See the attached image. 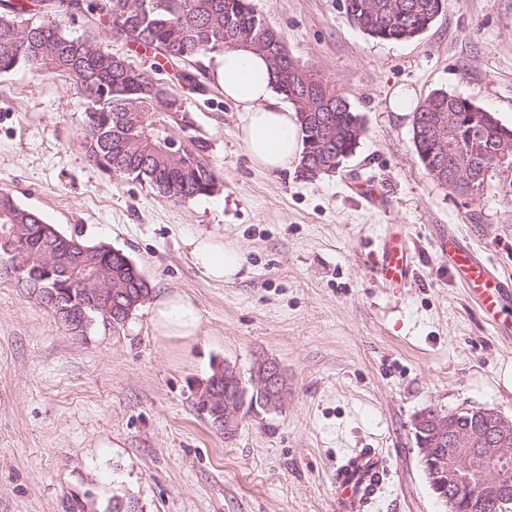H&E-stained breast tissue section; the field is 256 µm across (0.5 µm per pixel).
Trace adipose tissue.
I'll return each mask as SVG.
<instances>
[{"instance_id": "ef3b65f1", "label": "adipose tissue", "mask_w": 512, "mask_h": 512, "mask_svg": "<svg viewBox=\"0 0 512 512\" xmlns=\"http://www.w3.org/2000/svg\"><path fill=\"white\" fill-rule=\"evenodd\" d=\"M216 84L226 100L240 113L238 138L255 168L288 170L298 165L303 150L297 116L280 99L273 67L266 56L249 48L224 51L208 60ZM195 264L218 282L233 280L241 268L236 250L197 240L191 251ZM151 327L155 337L167 342L191 340L201 330L198 307L184 294L163 292L151 304Z\"/></svg>"}]
</instances>
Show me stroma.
<instances>
[{"mask_svg": "<svg viewBox=\"0 0 512 512\" xmlns=\"http://www.w3.org/2000/svg\"><path fill=\"white\" fill-rule=\"evenodd\" d=\"M289 53L345 94L363 123L355 153L313 182L255 170L222 91L203 96L165 66L184 102L182 134L208 145L214 193L177 203L90 162L85 98L64 77L0 74V189L61 234L121 250L153 294L199 307L195 339L159 343L149 305L120 326L94 319L73 335L0 255V512H106L112 495L140 512H337L336 468L365 448L384 468L363 512H444L412 421L428 408L512 417V339L498 335L438 253L441 227L512 281V209L494 185L462 194L425 171L411 114L387 109L394 87L444 89L512 120V0H449L417 39L362 33L343 0H250ZM137 67L150 63L96 15L66 20ZM377 189L368 201L363 188ZM401 224L416 276L379 288L369 262ZM238 248L234 280L194 265L191 243ZM286 377L281 409L245 414L225 439L197 407L217 367L249 379L260 358Z\"/></svg>", "mask_w": 512, "mask_h": 512, "instance_id": "obj_1", "label": "stroma"}]
</instances>
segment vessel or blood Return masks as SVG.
Wrapping results in <instances>:
<instances>
[{"label":"vessel or blood","instance_id":"b4317fda","mask_svg":"<svg viewBox=\"0 0 512 512\" xmlns=\"http://www.w3.org/2000/svg\"><path fill=\"white\" fill-rule=\"evenodd\" d=\"M437 247L448 261V269L466 294L478 305L486 321L501 327L512 316V285L475 249L464 245L450 229L442 230ZM378 284L392 294L408 287L414 272L409 245L401 231L387 232L371 262ZM382 461L377 452L365 449L336 469L338 512H361L371 493L382 482Z\"/></svg>","mask_w":512,"mask_h":512}]
</instances>
